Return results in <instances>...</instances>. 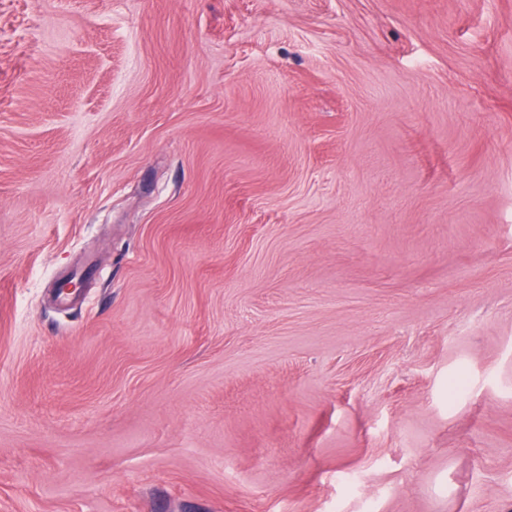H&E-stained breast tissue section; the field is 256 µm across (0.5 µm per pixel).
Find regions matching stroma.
I'll return each mask as SVG.
<instances>
[{"label":"stroma","mask_w":512,"mask_h":512,"mask_svg":"<svg viewBox=\"0 0 512 512\" xmlns=\"http://www.w3.org/2000/svg\"><path fill=\"white\" fill-rule=\"evenodd\" d=\"M0 512H512V0H0Z\"/></svg>","instance_id":"stroma-1"}]
</instances>
